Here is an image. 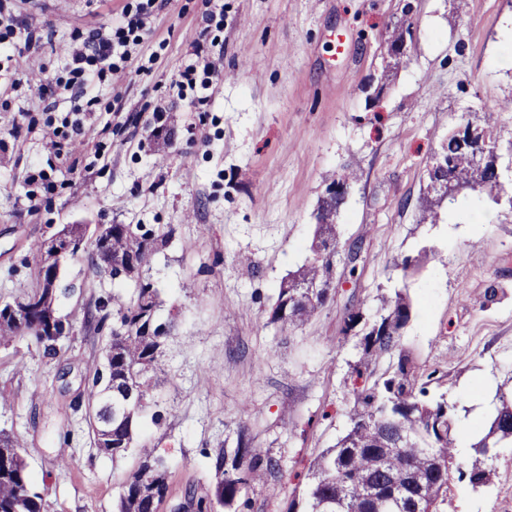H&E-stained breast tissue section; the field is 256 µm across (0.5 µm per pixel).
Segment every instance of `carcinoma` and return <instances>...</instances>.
Segmentation results:
<instances>
[{
	"instance_id": "carcinoma-1",
	"label": "carcinoma",
	"mask_w": 512,
	"mask_h": 512,
	"mask_svg": "<svg viewBox=\"0 0 512 512\" xmlns=\"http://www.w3.org/2000/svg\"><path fill=\"white\" fill-rule=\"evenodd\" d=\"M410 36V20L395 26L387 42L389 62L379 90H384L389 73L398 66V47ZM442 150L447 179L480 193L507 192L494 171L501 167L498 143L464 148L451 137ZM173 235L171 226L142 233L138 225H112L114 263L121 265L132 257L138 275L130 301L113 295L98 306L102 322L107 318L103 311L116 307L117 326L112 328L103 370L87 393V416L96 447L115 461L126 458L135 447L137 427L153 397L169 325L159 319L158 292L143 269ZM308 251L305 262L280 283L269 323L283 328L294 325L330 300L332 289L327 284L339 254L336 225H317ZM57 302L55 286L38 275L33 293L0 304V343L27 335L46 354H55L60 337L45 332L50 321L61 318ZM410 316L411 304L402 292L382 298L359 339V358L351 365L353 405L346 431L309 467L308 488L290 502L287 512H444L448 464L456 448L453 407L442 394L429 396L435 372L418 373L400 346ZM385 356L396 361L378 375L371 365ZM497 401L494 414L470 448H496L512 441V391H497ZM210 465L211 487L203 494L191 486L184 491L193 512H243L255 478L277 482L283 477L280 460L250 447L242 432L236 448L215 453ZM468 471L470 480L484 485L491 481L492 470L478 452ZM170 477L163 456L140 452L122 483L115 512H160L170 496ZM42 509L43 496L34 486L19 439L0 431V512Z\"/></svg>"
}]
</instances>
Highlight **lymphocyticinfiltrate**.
<instances>
[{
	"instance_id": "1",
	"label": "lymphocytic infiltrate",
	"mask_w": 512,
	"mask_h": 512,
	"mask_svg": "<svg viewBox=\"0 0 512 512\" xmlns=\"http://www.w3.org/2000/svg\"><path fill=\"white\" fill-rule=\"evenodd\" d=\"M14 0H0V57L15 52L17 41L26 46H40L44 33L36 26L20 27L14 18ZM165 0H140L136 9H123L119 19L108 27L93 29L78 36L66 71L48 80L42 90L40 110L47 120L46 128L52 139V150L57 155L69 156L71 144L84 133L85 106L95 105L91 90L98 83L111 79L125 69L130 51L144 39V19L151 11L162 9ZM70 96L80 102L72 117L54 123L56 100Z\"/></svg>"
}]
</instances>
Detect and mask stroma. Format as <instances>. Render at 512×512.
Listing matches in <instances>:
<instances>
[{"instance_id":"1","label":"stroma","mask_w":512,"mask_h":512,"mask_svg":"<svg viewBox=\"0 0 512 512\" xmlns=\"http://www.w3.org/2000/svg\"><path fill=\"white\" fill-rule=\"evenodd\" d=\"M132 0H18V21L49 38L0 62L19 80L0 110V302L36 286L40 247L63 225L175 229L147 274L171 322L154 397L160 424L143 419L137 442L169 461L172 495L213 481L210 453L233 449L238 430L280 459L284 477L255 479L247 512H286L310 463L335 445L353 396L349 365L359 339L343 335L353 308L407 293L412 319L401 345L431 394L457 407L458 438L490 410L512 376V207L489 195L457 197L435 224L419 221L433 152L453 129L497 111L499 143L512 140V0H413V40L378 102L381 52L404 0H168L146 20L126 69L95 87L99 104L68 163L47 134L20 131L22 112L69 61L75 30L103 28ZM222 18L195 53L190 31ZM216 71L208 89L179 90L190 63ZM203 106L192 107L196 97ZM103 152H96V145ZM346 168L357 169L336 224L361 245L356 267L337 261L334 296L304 323H269L276 290L301 266L316 207ZM59 181L29 201V177ZM92 240L61 263L71 322L55 355L33 338L0 345V430L19 437L43 512H114L136 458L112 461L95 446L87 391L104 364L111 322L88 321L100 300L130 298L135 283L93 270ZM420 269L404 274V256ZM487 464L491 485L450 474L444 512H512V444Z\"/></svg>"}]
</instances>
